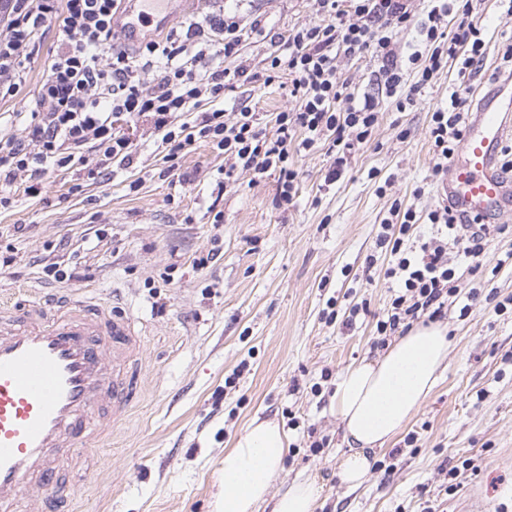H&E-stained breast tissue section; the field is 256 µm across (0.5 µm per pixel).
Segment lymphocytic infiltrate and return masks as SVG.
I'll list each match as a JSON object with an SVG mask.
<instances>
[{"label":"lymphocytic infiltrate","mask_w":512,"mask_h":512,"mask_svg":"<svg viewBox=\"0 0 512 512\" xmlns=\"http://www.w3.org/2000/svg\"><path fill=\"white\" fill-rule=\"evenodd\" d=\"M320 18L294 26L287 36L268 35L262 17L241 26L237 16L206 14L172 27L165 37L143 39L125 49L113 27L124 0H0V102L14 99L26 80V65L38 54L46 31L56 40L48 66L25 111L0 113V208L10 207L17 190L39 196L46 176L75 168L89 179L127 169L138 146L125 128L149 117L166 171L199 142L224 155L228 166L217 192H226L241 171L277 177L276 205L292 203L299 171L291 146L322 150L331 164L326 183L342 175L347 155L370 142L378 122L375 95L356 96L341 82L338 55H368L379 63L378 85L396 93L409 72L416 88L428 84L448 61L460 72L480 69L486 42L472 15L471 0H430L416 18L410 0H317ZM417 24L422 49L408 55L392 47L395 29ZM268 39L269 70L286 73L293 108L275 114L273 128L249 101L224 112L229 92L256 76L236 58L250 40ZM154 75L147 85L146 75ZM210 111H200L202 103ZM462 99L451 92L448 106L432 113L428 129L438 170L448 167L464 127ZM22 125V134L13 126ZM376 239L390 252L384 276L397 287L378 335L408 331L414 323L442 319L450 298L462 293L448 244L434 237L419 249L405 241L417 224L412 210L392 205Z\"/></svg>","instance_id":"lymphocytic-infiltrate-1"}]
</instances>
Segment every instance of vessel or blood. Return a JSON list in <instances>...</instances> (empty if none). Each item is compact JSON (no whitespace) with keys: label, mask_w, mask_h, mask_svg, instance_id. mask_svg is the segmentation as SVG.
Masks as SVG:
<instances>
[{"label":"vessel or blood","mask_w":512,"mask_h":512,"mask_svg":"<svg viewBox=\"0 0 512 512\" xmlns=\"http://www.w3.org/2000/svg\"><path fill=\"white\" fill-rule=\"evenodd\" d=\"M171 2L127 0L126 41L140 40L142 18L169 23ZM509 138L512 77L466 113L461 145L438 184L462 221L512 212V178L499 163ZM141 347L133 317L102 302L0 307V512L28 488L53 482L42 466L50 449L95 446L126 420Z\"/></svg>","instance_id":"obj_1"}]
</instances>
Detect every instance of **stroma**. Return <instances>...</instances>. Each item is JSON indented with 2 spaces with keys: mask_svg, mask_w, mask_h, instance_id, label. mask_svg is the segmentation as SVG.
I'll return each mask as SVG.
<instances>
[{
  "mask_svg": "<svg viewBox=\"0 0 512 512\" xmlns=\"http://www.w3.org/2000/svg\"><path fill=\"white\" fill-rule=\"evenodd\" d=\"M472 8L488 44L481 71L463 75L448 63L403 110V93H380L371 141L334 184L324 182V153L294 152L300 181L288 207L276 206L271 175L239 174L215 197L224 158L202 143L180 160L191 183L161 176L153 129L142 118L126 129L139 147L136 169L104 182L56 172L40 197L19 192L0 209V304L117 294L142 333V389L126 423L84 455L52 453L54 486L27 490L16 512L45 506L60 487L72 492L69 512H217L224 451L257 417L288 434L272 494L310 475L322 487L314 512H512L511 312L483 301L463 318L449 305L440 321L450 339L441 377L402 435L374 455L395 462L391 475L370 470L355 489L341 481L346 445L330 410L337 374L382 352L376 322L394 290L384 277L389 258L375 241L392 203L419 217L411 242L436 234L426 221L440 203L431 114L453 90L470 102L489 86L512 38V14L499 0H473ZM211 9L237 13L244 25L263 15L283 35L319 17L316 0H213ZM76 182L82 195L69 192ZM211 251L213 262L195 268ZM51 263L75 279L48 278ZM331 299L339 314L362 303L369 313L350 326L327 323ZM287 409L297 426H289ZM409 433L417 436L410 447ZM321 438L325 448L311 452ZM452 467L459 488L450 494Z\"/></svg>",
  "mask_w": 512,
  "mask_h": 512,
  "instance_id": "stroma-1",
  "label": "stroma"
}]
</instances>
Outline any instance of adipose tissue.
<instances>
[{
  "mask_svg": "<svg viewBox=\"0 0 512 512\" xmlns=\"http://www.w3.org/2000/svg\"><path fill=\"white\" fill-rule=\"evenodd\" d=\"M448 356V339L437 324L417 325L397 337L386 352L342 370L331 408L348 446L340 464L343 482L366 478L370 457L395 437L427 400ZM288 435L274 421H252L224 451L223 512H255L281 469ZM322 488L306 477L291 482L273 512H314Z\"/></svg>",
  "mask_w": 512,
  "mask_h": 512,
  "instance_id": "ef3b65f1",
  "label": "adipose tissue"
}]
</instances>
